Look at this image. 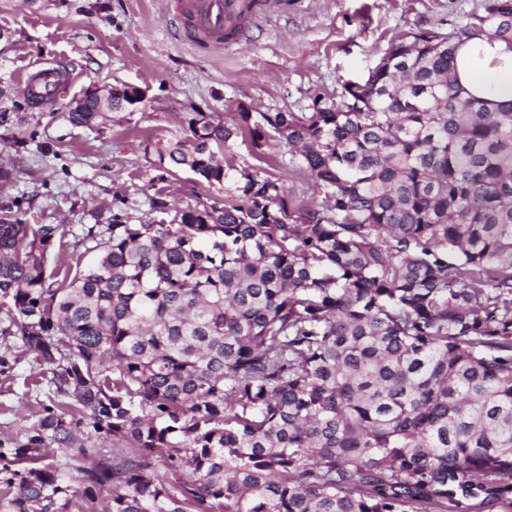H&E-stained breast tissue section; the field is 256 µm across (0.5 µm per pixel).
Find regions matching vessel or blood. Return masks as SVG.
Returning a JSON list of instances; mask_svg holds the SVG:
<instances>
[{
	"label": "vessel or blood",
	"mask_w": 512,
	"mask_h": 512,
	"mask_svg": "<svg viewBox=\"0 0 512 512\" xmlns=\"http://www.w3.org/2000/svg\"><path fill=\"white\" fill-rule=\"evenodd\" d=\"M275 0H179L178 13L190 24L196 36L212 45L246 38L248 20L272 12ZM74 80L69 70L57 64L38 68L28 75L26 86L40 85V100L61 99Z\"/></svg>",
	"instance_id": "obj_1"
}]
</instances>
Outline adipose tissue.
<instances>
[{"label": "adipose tissue", "mask_w": 512, "mask_h": 512, "mask_svg": "<svg viewBox=\"0 0 512 512\" xmlns=\"http://www.w3.org/2000/svg\"><path fill=\"white\" fill-rule=\"evenodd\" d=\"M456 69L464 97L492 109L512 102V48L504 42L472 34L457 51Z\"/></svg>", "instance_id": "obj_1"}]
</instances>
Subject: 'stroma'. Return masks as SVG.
<instances>
[{
    "label": "stroma",
    "instance_id": "35a3bbf8",
    "mask_svg": "<svg viewBox=\"0 0 512 512\" xmlns=\"http://www.w3.org/2000/svg\"><path fill=\"white\" fill-rule=\"evenodd\" d=\"M177 0H0V107L21 94L20 80L39 63H61L75 75L53 107L24 111L21 129L0 127V163L15 180L0 192V207L24 196L23 218L58 224L66 242L84 228L107 223L100 205L116 204L130 223L156 224L151 198L177 206L223 200L224 191L189 171L164 175L157 149L182 136L195 112L227 123L241 109L306 112L315 94L337 97L345 82L364 79L392 40L423 27L459 32L484 0H284L248 39L206 45L178 26ZM146 90L136 106L111 113L93 128L66 114L89 90L119 84ZM36 138L19 144L20 132ZM231 164L255 168L286 191L311 197L307 175L288 165V151L269 141L262 151L235 143ZM32 356L17 354L0 375V441L17 442L45 403Z\"/></svg>",
    "mask_w": 512,
    "mask_h": 512
}]
</instances>
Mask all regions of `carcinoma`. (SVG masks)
I'll use <instances>...</instances> for the list:
<instances>
[{"label":"carcinoma","instance_id":"1","mask_svg":"<svg viewBox=\"0 0 512 512\" xmlns=\"http://www.w3.org/2000/svg\"><path fill=\"white\" fill-rule=\"evenodd\" d=\"M512 44V0L460 33L391 42L309 112H196L158 149L224 202L117 211L85 229L86 268H49L58 224L0 211V307L51 374L25 441L0 444V512H67L46 462L85 426L122 452L76 464L86 512H465L512 505V104L461 95L454 57ZM37 94L0 110V127ZM103 101L67 112L92 128ZM288 145L318 197L225 157ZM143 448L164 462L136 452Z\"/></svg>","mask_w":512,"mask_h":512}]
</instances>
